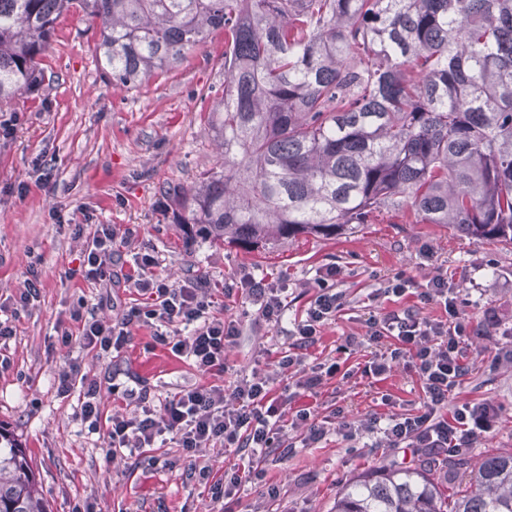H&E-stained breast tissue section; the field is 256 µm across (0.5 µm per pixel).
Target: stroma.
<instances>
[{
  "label": "stroma",
  "instance_id": "35a3bbf8",
  "mask_svg": "<svg viewBox=\"0 0 512 512\" xmlns=\"http://www.w3.org/2000/svg\"><path fill=\"white\" fill-rule=\"evenodd\" d=\"M96 43L82 12L62 15L40 61L41 86L0 105L1 120L20 116L12 136L0 138V295L19 294L29 270L41 280L38 298L21 310L15 336L0 348L11 361L0 374V427L25 446L50 512H75L87 502L97 512H212L209 486L240 469L239 456L221 448L200 455L198 465L209 470L205 483L187 479L190 461L174 448L155 449L156 466L112 456L106 433L125 405L111 384L139 380L156 397L193 383L229 388L255 366L276 371L293 342L294 322L304 316L329 265L339 270L336 289L344 306L302 356L306 366L335 362L339 371L316 392L295 396L293 408L320 418L340 411L358 423L374 414L417 412L424 393L416 374L396 367L381 380L363 375L370 349L348 351L344 344L365 335L373 314L411 309L446 319L442 304L421 303L417 291L441 267L460 286V312L479 329L465 343L470 373L449 403L499 410L493 430L474 443L471 460L512 450V245L474 243L453 229L418 223L405 208L374 214L355 233L333 240L303 237L262 252L188 234L163 190L191 189L201 171L222 161L208 115L224 91V34L211 33L204 49L189 51L179 66L135 88L108 81ZM47 175L49 188L43 185ZM99 224L120 235L128 226L140 228L139 239L117 241L111 283L78 274L86 241ZM146 249L158 256L156 272L169 282L206 277L215 314L240 322L238 343L224 353V375L200 373L164 347L145 352L150 331L144 327L133 328L131 344L118 353L58 343V325L79 333L80 323L70 317L78 306L109 321L133 303L136 293L124 279L136 276L133 258ZM400 272L414 279L415 288L401 297L381 295L385 280ZM245 273L286 281L288 310L281 323L259 318L240 291L231 290ZM74 362L101 383L95 431L77 415L76 397L56 392L58 374ZM282 432L297 444L293 455L266 461L260 477L225 500L224 512H331L348 479L394 460L405 466L417 461L414 449L377 448L368 437L354 452L336 433L304 448L303 426L287 422Z\"/></svg>",
  "mask_w": 512,
  "mask_h": 512
}]
</instances>
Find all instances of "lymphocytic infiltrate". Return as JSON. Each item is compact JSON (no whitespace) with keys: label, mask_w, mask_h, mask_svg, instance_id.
<instances>
[{"label":"lymphocytic infiltrate","mask_w":512,"mask_h":512,"mask_svg":"<svg viewBox=\"0 0 512 512\" xmlns=\"http://www.w3.org/2000/svg\"><path fill=\"white\" fill-rule=\"evenodd\" d=\"M115 237L111 225H97L84 253V279L111 280ZM337 274L333 266L323 272L319 291L304 319L294 324L296 350L283 352L278 362L281 370L300 365L298 349L314 345L320 327L342 308V295L334 288ZM234 285L245 294L259 317L281 322L287 309L284 283L249 273L235 280ZM133 286L150 298V305L130 307L112 324L74 310L72 318L81 323V335L76 338L68 329L57 328L59 343L68 346L76 340L86 349L118 352L130 342L132 327L146 326L152 330L154 343L169 347L198 371L213 375L224 372V351L236 344L241 330L236 320L212 314L213 300L205 278L192 276L175 285L155 276L135 279ZM419 297L425 302L441 301L447 321H431L411 310L374 315L367 321L363 338L367 345L386 338L391 341L386 352L375 355L364 367V375L380 377L400 364L419 377L425 398L418 412L410 416L375 415L364 425L354 426L317 419L310 409L302 408L293 414L306 429L304 445L317 444L334 430L349 440L368 434L387 448H421L438 454L451 448L471 447L479 434L491 429L498 415L494 407L448 405L450 395L469 374L465 340L477 332L459 313V286L449 279L447 271L440 269L423 285ZM276 382L274 375L255 370L228 391L216 384L193 385L166 395L161 401L151 398L147 388H125L133 410L127 416H112L108 446L112 454L139 457L166 438L189 458L203 449L221 446L249 452L248 472L256 473L258 464L271 453H279L284 459L293 453L291 444L275 442L279 424L290 414L288 406L292 402L291 395H274ZM58 392L65 397L77 395L81 419L90 427H97L101 408L96 380L81 375L74 364L60 374Z\"/></svg>","instance_id":"lymphocytic-infiltrate-1"}]
</instances>
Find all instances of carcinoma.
Returning <instances> with one entry per match:
<instances>
[{
    "mask_svg": "<svg viewBox=\"0 0 512 512\" xmlns=\"http://www.w3.org/2000/svg\"><path fill=\"white\" fill-rule=\"evenodd\" d=\"M73 10L126 88L224 31V161L166 193L211 242L267 250L406 207L512 243V0H0V104L42 82L37 58ZM469 461L450 449L358 475L334 512H512V451ZM0 512H48L1 427Z\"/></svg>",
    "mask_w": 512,
    "mask_h": 512,
    "instance_id": "cac0c4a2",
    "label": "carcinoma"
}]
</instances>
